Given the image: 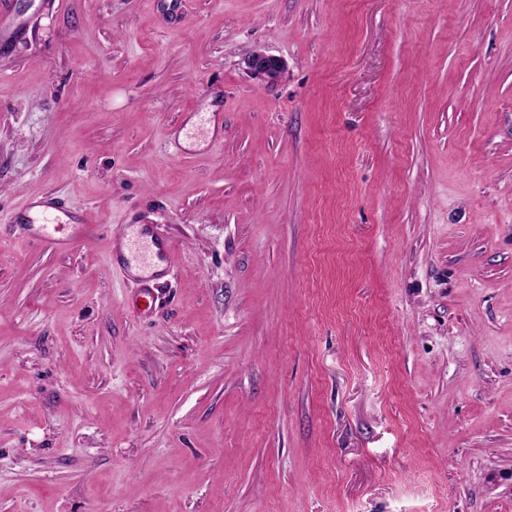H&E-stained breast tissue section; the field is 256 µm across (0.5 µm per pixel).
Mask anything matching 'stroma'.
<instances>
[{"label":"stroma","instance_id":"35a3bbf8","mask_svg":"<svg viewBox=\"0 0 512 512\" xmlns=\"http://www.w3.org/2000/svg\"><path fill=\"white\" fill-rule=\"evenodd\" d=\"M172 6L0 17V512H512V0ZM247 68L252 72L275 81L285 68V62L277 56L254 50L245 60ZM189 114L193 116L194 122L191 124L187 123L184 127H182L178 135L174 138L172 142V146L176 155H182L186 151V149L182 146L183 138H185L186 140H190L194 138L197 134L207 129L208 125L212 124L213 134H215L216 131L215 113L190 112ZM59 224L70 225L67 235H59ZM10 225L15 233L58 253L71 251L92 232L89 224H82L80 216L68 213L47 195L29 198L21 211L12 215ZM134 227V225L130 226L122 234V238L129 242L134 259L145 267L151 264L153 255L150 247L141 239V237L150 236L153 244L158 249L156 257L162 259L169 270L172 269L170 246L166 237L154 231L152 227H142L136 231Z\"/></svg>","mask_w":512,"mask_h":512}]
</instances>
